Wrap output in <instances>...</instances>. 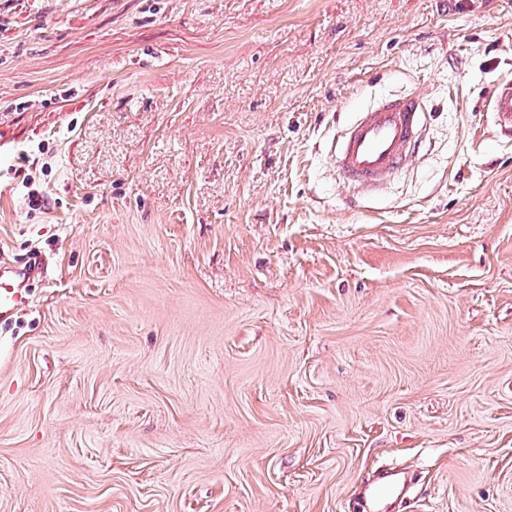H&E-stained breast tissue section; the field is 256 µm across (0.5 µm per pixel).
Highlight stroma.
<instances>
[{"label":"stroma","mask_w":512,"mask_h":512,"mask_svg":"<svg viewBox=\"0 0 512 512\" xmlns=\"http://www.w3.org/2000/svg\"><path fill=\"white\" fill-rule=\"evenodd\" d=\"M512 0H0V512H512ZM415 91L412 161L338 182ZM489 112L495 126L512 131V84H498L489 100ZM427 111L420 94L383 98L357 110L333 148L339 181L360 191L378 189L410 162ZM46 266L41 255H33L24 268L4 265L0 261V323L11 320L26 302L23 284L36 276L43 277ZM408 475L395 468L377 469L364 483V493L367 498L363 507L364 512H392V505L397 504L400 511L406 510L407 496L404 489Z\"/></svg>","instance_id":"obj_1"}]
</instances>
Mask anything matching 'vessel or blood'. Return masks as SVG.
<instances>
[{
    "label": "vessel or blood",
    "instance_id": "vessel-or-blood-1",
    "mask_svg": "<svg viewBox=\"0 0 512 512\" xmlns=\"http://www.w3.org/2000/svg\"><path fill=\"white\" fill-rule=\"evenodd\" d=\"M426 110V100L419 94L383 98L357 110L333 148L340 182L361 191L374 190L408 165L420 144ZM489 110L495 126L512 131V84L495 87ZM45 273L39 255L22 268L0 263V323L24 307L25 282ZM407 480V473L395 468L372 472L364 484V512H393L394 506H406Z\"/></svg>",
    "mask_w": 512,
    "mask_h": 512
}]
</instances>
